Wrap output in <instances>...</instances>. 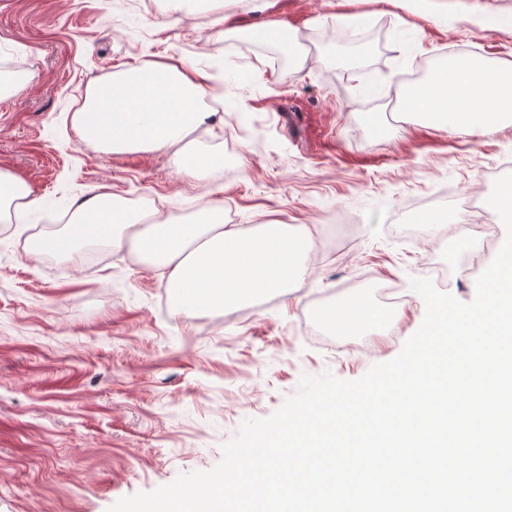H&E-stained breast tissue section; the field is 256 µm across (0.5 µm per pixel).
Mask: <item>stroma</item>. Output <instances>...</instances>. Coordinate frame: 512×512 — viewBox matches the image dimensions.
Listing matches in <instances>:
<instances>
[{
	"mask_svg": "<svg viewBox=\"0 0 512 512\" xmlns=\"http://www.w3.org/2000/svg\"><path fill=\"white\" fill-rule=\"evenodd\" d=\"M512 0H439L425 16L390 0H0V70L28 75L0 92V170L24 179L39 204L0 228V512H108L182 473L207 471L249 418L279 409L303 375L362 377L390 361L421 326L425 306L409 280L445 264L439 290L475 297L473 259L483 234L456 252L462 198L490 195L512 173V126L442 132L393 101L411 75L470 56L512 64V29L491 27ZM368 15L369 25L352 19ZM341 23H334V16ZM278 22L303 45L245 39ZM369 35L371 59L347 68L346 33ZM190 63L209 72L216 115L180 143L222 158L202 179L172 152L112 153L81 139L75 116L119 70ZM384 113L393 138L364 121ZM191 219L220 201L238 223L296 224L310 234L312 274L289 297L190 319L170 311L160 270L108 251L28 254L31 240L63 233L90 190ZM447 212L418 239L397 227ZM395 281L405 303L395 334L335 336L304 330L323 295L352 296L353 279Z\"/></svg>",
	"mask_w": 512,
	"mask_h": 512,
	"instance_id": "1",
	"label": "stroma"
}]
</instances>
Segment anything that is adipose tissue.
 I'll list each match as a JSON object with an SVG mask.
<instances>
[{
    "instance_id": "obj_1",
    "label": "adipose tissue",
    "mask_w": 512,
    "mask_h": 512,
    "mask_svg": "<svg viewBox=\"0 0 512 512\" xmlns=\"http://www.w3.org/2000/svg\"><path fill=\"white\" fill-rule=\"evenodd\" d=\"M207 76L191 65H143L99 85L79 113L81 137L111 151H164L181 142L209 116L202 105ZM397 111L420 116L439 131L490 132L512 125V66L479 57L435 65L405 86ZM34 203L28 183L0 171V223L10 224ZM80 222L60 236L41 240L32 255L65 252L98 241L119 250L132 247L147 264L166 269L175 316L221 311L267 294L288 295L311 270L307 233L284 224L249 228L224 221V206L205 205L188 221L149 220L114 207L92 193L76 207ZM333 330L354 334L385 327L393 316L362 296L322 312Z\"/></svg>"
}]
</instances>
